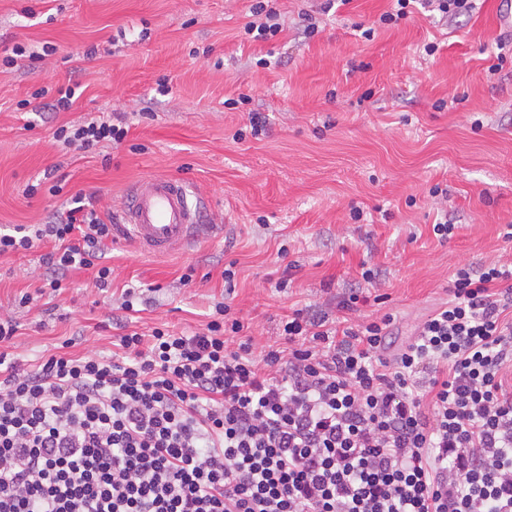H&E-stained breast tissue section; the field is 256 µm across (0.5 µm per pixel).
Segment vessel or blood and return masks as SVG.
Here are the masks:
<instances>
[{"instance_id": "obj_1", "label": "vessel or blood", "mask_w": 512, "mask_h": 512, "mask_svg": "<svg viewBox=\"0 0 512 512\" xmlns=\"http://www.w3.org/2000/svg\"><path fill=\"white\" fill-rule=\"evenodd\" d=\"M202 211L190 200V188L181 179L153 176L130 187L116 238L130 240L138 248L157 255L166 254L192 242L198 236Z\"/></svg>"}]
</instances>
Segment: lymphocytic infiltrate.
<instances>
[{
  "mask_svg": "<svg viewBox=\"0 0 512 512\" xmlns=\"http://www.w3.org/2000/svg\"><path fill=\"white\" fill-rule=\"evenodd\" d=\"M101 116L58 127L67 147L123 143ZM94 196L46 224L0 232V257L36 243L44 287L103 265ZM118 353L64 349L22 367L0 320V512H512V264L457 269L448 300L393 357V314L344 325L312 307L257 346L228 304L199 331L131 330Z\"/></svg>",
  "mask_w": 512,
  "mask_h": 512,
  "instance_id": "obj_1",
  "label": "lymphocytic infiltrate"
}]
</instances>
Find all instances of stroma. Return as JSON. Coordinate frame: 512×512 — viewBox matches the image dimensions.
<instances>
[{
	"mask_svg": "<svg viewBox=\"0 0 512 512\" xmlns=\"http://www.w3.org/2000/svg\"><path fill=\"white\" fill-rule=\"evenodd\" d=\"M323 2L274 0L282 32L252 42L240 34L251 0H0V227L52 221L78 192L119 222L130 186L150 176L187 180L205 212L185 251L108 242L103 291L90 268L70 272L61 295L38 294L48 242L0 258V317L17 323L26 365L68 338L74 352L111 355L108 319L129 287L149 300L138 332L192 333L225 299L269 342L293 309L332 308L361 287L365 264L383 280L358 310L397 315L395 350L446 302L458 268L512 263V55L497 59L508 34L497 0L447 21L418 4L392 25L379 21L392 0H347L326 14ZM306 13L318 15L316 32ZM16 45L26 55L4 64ZM67 86L73 104L54 110ZM253 112L265 137L235 139ZM104 113L127 117L121 146L83 153L55 142L57 127ZM436 185L447 197L430 196ZM354 206L363 221L350 219ZM440 218L456 226L443 242L432 232ZM25 293L33 301L22 307Z\"/></svg>",
	"mask_w": 512,
	"mask_h": 512,
	"instance_id": "stroma-1",
	"label": "stroma"
}]
</instances>
